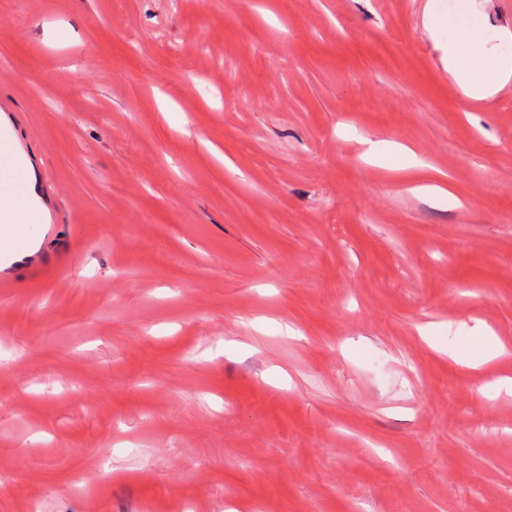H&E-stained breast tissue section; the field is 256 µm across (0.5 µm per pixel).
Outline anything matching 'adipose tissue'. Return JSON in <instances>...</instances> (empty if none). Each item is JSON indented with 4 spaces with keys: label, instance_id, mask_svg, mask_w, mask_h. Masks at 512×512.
I'll list each match as a JSON object with an SVG mask.
<instances>
[{
    "label": "adipose tissue",
    "instance_id": "1",
    "mask_svg": "<svg viewBox=\"0 0 512 512\" xmlns=\"http://www.w3.org/2000/svg\"><path fill=\"white\" fill-rule=\"evenodd\" d=\"M424 25L448 43V71L462 93L474 99L495 95L512 80V64L480 53L475 45L484 29V20L471 0H461L454 15L445 17L432 9L424 11ZM0 210L8 220L0 229V257L15 258L29 243L28 227L40 213L38 179L24 161L20 148L10 147L0 154Z\"/></svg>",
    "mask_w": 512,
    "mask_h": 512
}]
</instances>
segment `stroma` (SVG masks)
<instances>
[{"instance_id":"obj_1","label":"stroma","mask_w":512,"mask_h":512,"mask_svg":"<svg viewBox=\"0 0 512 512\" xmlns=\"http://www.w3.org/2000/svg\"><path fill=\"white\" fill-rule=\"evenodd\" d=\"M456 3L0 0L41 208L0 512H512V80L461 92L423 25ZM473 3L511 60L512 0ZM452 326L476 366L418 333ZM361 145L364 147L363 155L369 159L382 161L385 157L393 154V157L398 158L400 166L404 164V168H414L422 166L423 164L418 160L417 155L409 149H400L395 145L386 154L384 146L379 141H373L369 138H361Z\"/></svg>"}]
</instances>
